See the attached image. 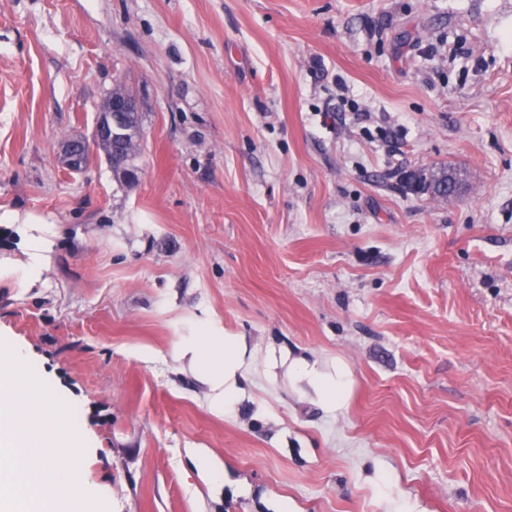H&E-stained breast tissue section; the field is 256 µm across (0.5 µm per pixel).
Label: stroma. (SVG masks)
<instances>
[{"mask_svg":"<svg viewBox=\"0 0 512 512\" xmlns=\"http://www.w3.org/2000/svg\"><path fill=\"white\" fill-rule=\"evenodd\" d=\"M118 80L135 178L71 173ZM5 212L0 337L109 512H512V0H0ZM206 325L247 350L221 410ZM294 373L313 385L318 392L322 404L330 411H336L343 405L344 396L347 388V381L343 375L335 379L324 377L316 362L299 360L293 368Z\"/></svg>","mask_w":512,"mask_h":512,"instance_id":"1","label":"stroma"}]
</instances>
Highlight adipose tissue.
I'll list each match as a JSON object with an SVG mask.
<instances>
[{
	"label": "adipose tissue",
	"instance_id": "ef3b65f1",
	"mask_svg": "<svg viewBox=\"0 0 512 512\" xmlns=\"http://www.w3.org/2000/svg\"><path fill=\"white\" fill-rule=\"evenodd\" d=\"M180 356L189 358L213 393V403L223 407L238 394L236 374L242 367L243 352L238 338L227 336L214 329L203 330L195 339L180 344ZM294 373L313 385L322 404L328 410L342 407L347 388L345 377H324L316 363L297 361Z\"/></svg>",
	"mask_w": 512,
	"mask_h": 512
}]
</instances>
